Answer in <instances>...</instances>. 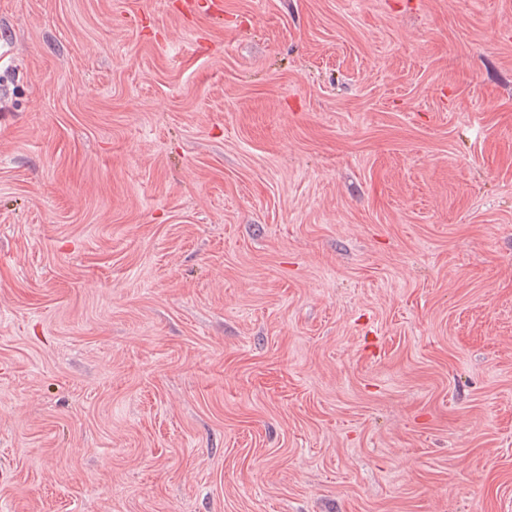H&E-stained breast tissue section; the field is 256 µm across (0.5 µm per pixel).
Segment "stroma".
<instances>
[{
    "instance_id": "obj_1",
    "label": "stroma",
    "mask_w": 512,
    "mask_h": 512,
    "mask_svg": "<svg viewBox=\"0 0 512 512\" xmlns=\"http://www.w3.org/2000/svg\"><path fill=\"white\" fill-rule=\"evenodd\" d=\"M0 512H512V0H0Z\"/></svg>"
}]
</instances>
